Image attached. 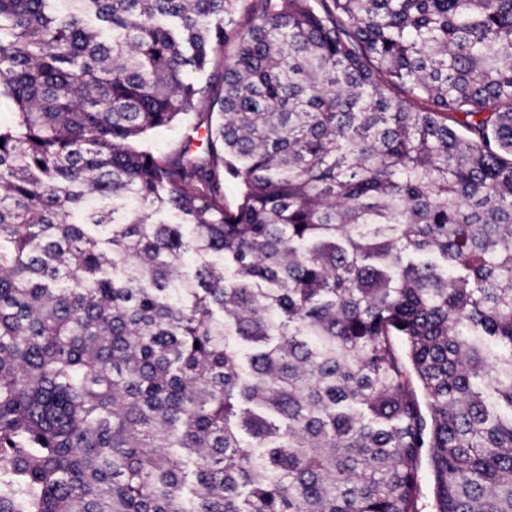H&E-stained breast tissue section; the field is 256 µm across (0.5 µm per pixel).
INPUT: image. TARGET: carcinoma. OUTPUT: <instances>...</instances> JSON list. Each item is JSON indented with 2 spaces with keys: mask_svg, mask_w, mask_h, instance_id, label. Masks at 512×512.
Wrapping results in <instances>:
<instances>
[{
  "mask_svg": "<svg viewBox=\"0 0 512 512\" xmlns=\"http://www.w3.org/2000/svg\"><path fill=\"white\" fill-rule=\"evenodd\" d=\"M2 100L0 512H512V0H0ZM419 484L420 493L418 498V508L421 512H432L434 510L433 504V483L427 464V457L422 456V461L419 469Z\"/></svg>",
  "mask_w": 512,
  "mask_h": 512,
  "instance_id": "carcinoma-1",
  "label": "carcinoma"
}]
</instances>
